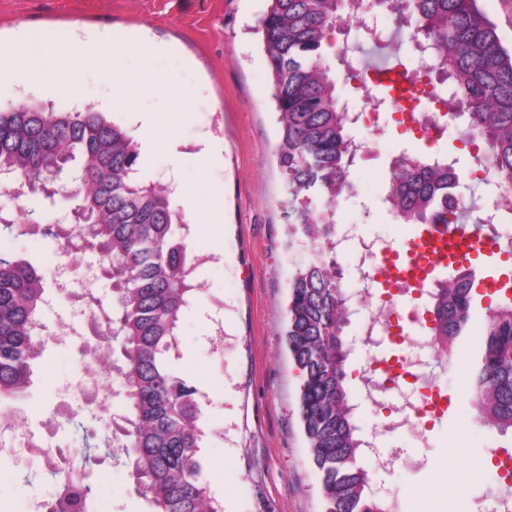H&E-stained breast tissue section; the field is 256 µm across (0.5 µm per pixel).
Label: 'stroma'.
<instances>
[{
  "mask_svg": "<svg viewBox=\"0 0 512 512\" xmlns=\"http://www.w3.org/2000/svg\"><path fill=\"white\" fill-rule=\"evenodd\" d=\"M268 0H0V49L8 47L18 26L73 30V45L83 31L134 27L143 35L176 44L178 54L155 59L168 85L154 88L132 110L172 112V88L197 87L194 103L204 131L224 147V161L206 175L183 166L180 181L199 210L214 190L224 192V222L219 235L207 224L176 225L196 260V286L177 327L170 368L199 392L206 436L200 450L205 479L220 512H323L320 476L309 454L297 402L299 371L285 346L288 282L312 258L298 238L289 236L284 216L287 189L276 152L281 140L273 105V85L258 20ZM119 92L116 81L88 74L78 96L36 95L17 85L0 96V107L38 103L57 112L98 109ZM131 110V111H132ZM467 116L448 121L437 153L463 179L460 190L479 217L493 200L492 188L468 180ZM382 147L363 152L350 168L357 193L339 200L337 218L356 221L366 236L413 237L416 225L392 220L385 201L391 169L403 157L424 156L420 135L396 125L393 113L381 114ZM71 202L35 194L21 201L0 196V211L16 227L0 226V256L21 257L37 266L47 284L46 323L68 321L80 328L79 340L45 343L27 400L20 413L28 431L42 433L45 418L57 420L59 447H82L89 431L120 414V399H103L84 372L86 351L100 347L99 330L73 315L72 303L55 291L57 265L68 261L76 287L112 306V283L103 275L87 279L99 255L83 250L64 254L45 225L69 227ZM424 375L450 401L422 437L399 429L390 444L404 448L403 459L382 476L388 495L402 512H470L490 508L482 469L490 457L512 449V431L500 432L476 419L462 392L463 376L450 362L422 351ZM92 487L88 512H147L125 467L111 459L86 466ZM57 483L16 447L0 454V512L23 505L40 508Z\"/></svg>",
  "mask_w": 512,
  "mask_h": 512,
  "instance_id": "1",
  "label": "stroma"
}]
</instances>
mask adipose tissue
I'll use <instances>...</instances> for the list:
<instances>
[{"label": "adipose tissue", "instance_id": "adipose-tissue-1", "mask_svg": "<svg viewBox=\"0 0 512 512\" xmlns=\"http://www.w3.org/2000/svg\"><path fill=\"white\" fill-rule=\"evenodd\" d=\"M71 35L57 29H20L14 36V51L0 58V87L21 82L36 93H77L87 71H95L107 80L117 68L121 55L133 53L144 60V67L123 86L119 100L130 104L147 89L163 83V76L150 62L172 53L168 44H157L142 36H130L126 30H113L108 40L87 36L79 49H71ZM181 119L178 124L161 131L157 115L140 112L136 115L142 139L141 165L149 167L158 147L177 152L181 142L195 124L192 101L194 90L189 86L176 88Z\"/></svg>", "mask_w": 512, "mask_h": 512}]
</instances>
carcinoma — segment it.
Wrapping results in <instances>:
<instances>
[{"label":"carcinoma","mask_w":512,"mask_h":512,"mask_svg":"<svg viewBox=\"0 0 512 512\" xmlns=\"http://www.w3.org/2000/svg\"><path fill=\"white\" fill-rule=\"evenodd\" d=\"M259 20L273 79L281 141L278 164L293 195L289 233L303 234L319 249L313 264L289 280L288 351L300 373L298 415L312 461L321 474L324 512H400L393 499L375 496L363 454L355 405L344 369L342 332L349 296L341 288L332 235L336 199L354 163V138L345 125L325 46L344 25L343 0H268ZM397 39L409 38L431 52L452 87L454 110L468 115V134L488 143L498 172L512 178V49L478 0H407L398 11ZM79 162L68 198L76 236L98 252L112 279L115 305L105 314L112 329V369L123 379L125 413L112 430L126 453L115 460L131 468L149 512H217L198 454L203 432L197 389L167 366L176 344L179 314L195 291L194 258L172 226L183 223L167 191L132 179L138 143L122 126L91 109L55 112L39 104L0 109V170L19 188L15 199L60 190L50 174ZM391 170L386 202L400 220L424 224L448 190L450 166L424 157ZM45 301L36 268L0 257V401L24 396L40 350L34 326ZM431 344L454 353L476 313L484 335L471 368L476 417L512 430V303L478 306L462 275L432 290ZM89 486L78 493L60 484L54 512H88Z\"/></svg>","instance_id":"carcinoma-1"}]
</instances>
